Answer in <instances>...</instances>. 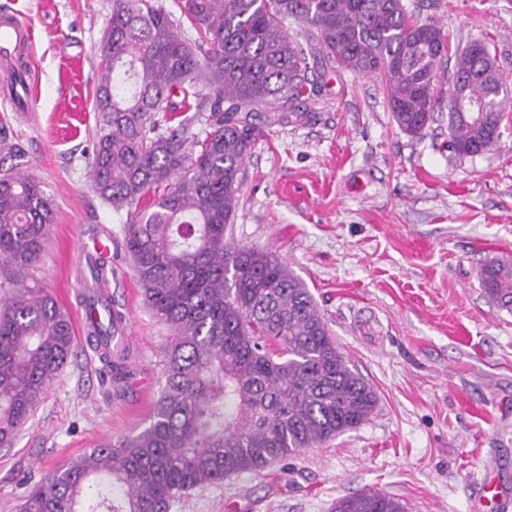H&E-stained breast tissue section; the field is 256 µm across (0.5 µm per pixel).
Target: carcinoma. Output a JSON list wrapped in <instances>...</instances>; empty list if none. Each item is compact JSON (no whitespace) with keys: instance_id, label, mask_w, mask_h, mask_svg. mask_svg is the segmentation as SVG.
Wrapping results in <instances>:
<instances>
[{"instance_id":"obj_1","label":"carcinoma","mask_w":512,"mask_h":512,"mask_svg":"<svg viewBox=\"0 0 512 512\" xmlns=\"http://www.w3.org/2000/svg\"><path fill=\"white\" fill-rule=\"evenodd\" d=\"M112 0L94 111L90 171L100 196L127 209L124 251L153 315L172 332L150 423L49 473L17 512H170L174 500L259 474L278 460L364 424L373 386L331 336L308 288L275 253L231 246L245 160L272 116L311 112L339 71L384 84L397 127L420 134L448 36L403 0ZM299 29L288 33L289 22ZM450 84L485 106L473 121L448 109L450 152L489 151L500 136L496 54L459 50ZM203 125L204 138L193 132ZM0 171V446L31 420L74 348L67 311L30 285L53 217L39 183ZM487 298L512 312V267L489 264ZM108 345L114 324L92 322ZM128 351L106 350L114 379ZM333 512H406L377 491Z\"/></svg>"}]
</instances>
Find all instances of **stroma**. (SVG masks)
I'll return each mask as SVG.
<instances>
[{
  "label": "stroma",
  "instance_id": "obj_1",
  "mask_svg": "<svg viewBox=\"0 0 512 512\" xmlns=\"http://www.w3.org/2000/svg\"><path fill=\"white\" fill-rule=\"evenodd\" d=\"M404 2L437 21L451 46L488 41L512 80V0ZM9 3L34 26L39 88L33 120L0 106V132L53 204L40 285L77 315L78 244L110 236L109 292L129 320L133 359L116 384L93 346L76 341L25 429L0 446V512H15L50 468L148 425L171 339L124 251L127 212L105 202L90 176L112 0ZM454 64H440L435 120L420 135L398 129L378 79L348 74L330 81L326 104L274 122L252 148L227 238L287 263L379 403L360 428L180 497L171 512H331L369 489L406 512H480L491 465L497 512H512V313L488 301L477 276L490 260L512 265V102L491 151L452 156Z\"/></svg>",
  "mask_w": 512,
  "mask_h": 512
}]
</instances>
